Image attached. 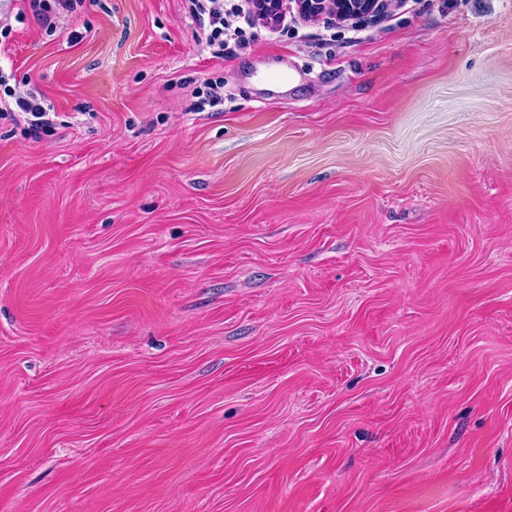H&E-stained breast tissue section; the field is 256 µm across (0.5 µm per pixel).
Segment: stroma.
I'll return each mask as SVG.
<instances>
[{
  "instance_id": "stroma-1",
  "label": "stroma",
  "mask_w": 512,
  "mask_h": 512,
  "mask_svg": "<svg viewBox=\"0 0 512 512\" xmlns=\"http://www.w3.org/2000/svg\"><path fill=\"white\" fill-rule=\"evenodd\" d=\"M196 29L0 36V512H512V0ZM10 97H14L15 105L19 109V112H23L26 115H30L32 118L29 119L30 133L38 136L49 127L50 119L49 107L43 105L37 100V98L29 93L28 95H17L16 92L8 91Z\"/></svg>"
}]
</instances>
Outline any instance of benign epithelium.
<instances>
[{"mask_svg": "<svg viewBox=\"0 0 512 512\" xmlns=\"http://www.w3.org/2000/svg\"><path fill=\"white\" fill-rule=\"evenodd\" d=\"M294 5L301 19L315 21L331 17L338 23L359 21L381 13L391 0H245L247 9L263 24L277 26L286 10Z\"/></svg>", "mask_w": 512, "mask_h": 512, "instance_id": "obj_1", "label": "benign epithelium"}]
</instances>
